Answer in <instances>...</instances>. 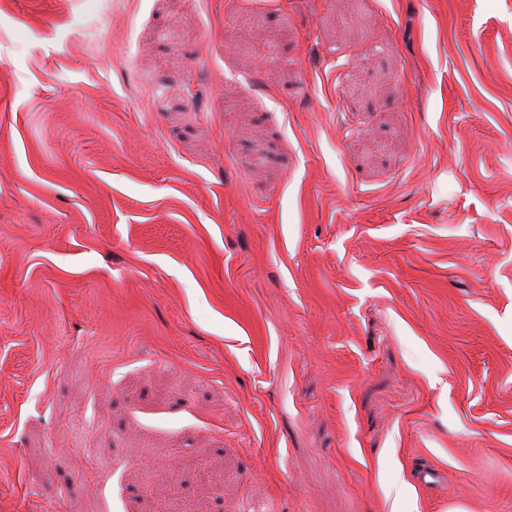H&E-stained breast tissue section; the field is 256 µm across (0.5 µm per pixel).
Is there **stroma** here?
I'll return each instance as SVG.
<instances>
[{
  "mask_svg": "<svg viewBox=\"0 0 512 512\" xmlns=\"http://www.w3.org/2000/svg\"><path fill=\"white\" fill-rule=\"evenodd\" d=\"M169 498L512 512V0H0V512Z\"/></svg>",
  "mask_w": 512,
  "mask_h": 512,
  "instance_id": "1",
  "label": "stroma"
}]
</instances>
